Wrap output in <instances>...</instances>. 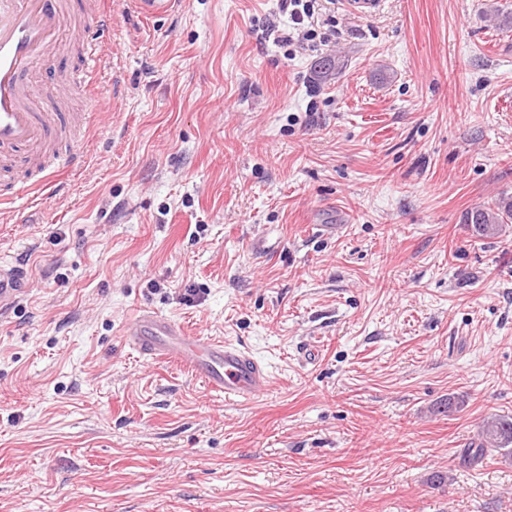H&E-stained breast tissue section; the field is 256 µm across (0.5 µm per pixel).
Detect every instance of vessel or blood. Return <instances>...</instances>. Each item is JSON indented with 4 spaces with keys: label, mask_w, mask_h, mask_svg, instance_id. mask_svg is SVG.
I'll list each match as a JSON object with an SVG mask.
<instances>
[{
    "label": "vessel or blood",
    "mask_w": 512,
    "mask_h": 512,
    "mask_svg": "<svg viewBox=\"0 0 512 512\" xmlns=\"http://www.w3.org/2000/svg\"><path fill=\"white\" fill-rule=\"evenodd\" d=\"M71 0H0V164L13 150L32 159L49 150L67 117L58 101L33 100L26 91L32 68L49 60L63 38L88 43L86 26L61 30ZM24 286L14 266L0 265V307L15 303ZM130 346L149 359L184 365L212 392L225 399L247 402L264 393L270 372L244 347L187 333L185 328L150 311H142L124 325Z\"/></svg>",
    "instance_id": "b4317fda"
}]
</instances>
